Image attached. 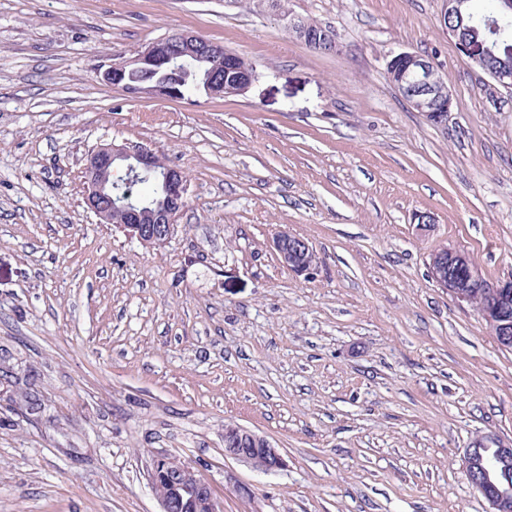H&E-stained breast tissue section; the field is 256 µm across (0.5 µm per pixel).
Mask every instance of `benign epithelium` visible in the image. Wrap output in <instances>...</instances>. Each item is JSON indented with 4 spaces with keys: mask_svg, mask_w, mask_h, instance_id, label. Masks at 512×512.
<instances>
[{
    "mask_svg": "<svg viewBox=\"0 0 512 512\" xmlns=\"http://www.w3.org/2000/svg\"><path fill=\"white\" fill-rule=\"evenodd\" d=\"M505 12L498 16L478 17L492 29L512 16V0H502ZM460 50L471 60L486 53L481 43H467L457 38ZM209 43L190 32L159 39L130 57L115 60L102 72V80L121 89L136 88L137 93L163 99H179L178 89L152 78L153 73L184 54L204 53ZM403 67L395 72L400 93L416 99L420 110L436 125L448 122L453 94L436 73L431 59L409 51L393 55ZM224 70L231 74L229 83L235 86L232 95L245 93L252 84V76L238 67L234 53L224 56ZM122 166L129 179L135 181L146 172L162 176L165 205L163 208L123 210L129 223L119 228L146 248L161 247L172 239L177 218L187 204V177L175 166L161 168L160 155L151 146L124 142L101 144L88 151L84 164V189L87 208L98 223H112V213L118 211L113 203L112 168ZM280 262L297 275L310 274L319 263V257L309 241L286 230L276 233L272 240ZM428 274L431 281L450 294L456 301L474 306L490 328L497 343L512 348V279L490 281L461 250L441 247L430 254ZM489 446L482 443L468 449L464 460L467 479L488 501L490 512H512V484L496 483L492 473L498 465L512 460V446L499 445L494 456L488 455ZM224 455L264 472H275L285 465L278 449L265 437L239 425L224 427ZM150 484L160 512H223L208 483L195 470L172 457L157 458L150 472Z\"/></svg>",
    "mask_w": 512,
    "mask_h": 512,
    "instance_id": "7a95c632",
    "label": "benign epithelium"
}]
</instances>
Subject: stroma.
Returning <instances> with one entry per match:
<instances>
[{
	"label": "stroma",
	"instance_id": "stroma-1",
	"mask_svg": "<svg viewBox=\"0 0 512 512\" xmlns=\"http://www.w3.org/2000/svg\"><path fill=\"white\" fill-rule=\"evenodd\" d=\"M285 6L0 0V512H159L160 456L224 512H489L463 462L477 438L512 444V350L427 263L448 246L512 277V88L460 52L443 0ZM292 17L337 50L310 49ZM178 31L257 79L182 101L103 82ZM400 51L432 57L446 127L389 81ZM112 140L188 178L162 247L86 208L85 156ZM282 229L317 251L309 276L278 261ZM228 424L285 467L225 456Z\"/></svg>",
	"mask_w": 512,
	"mask_h": 512
}]
</instances>
